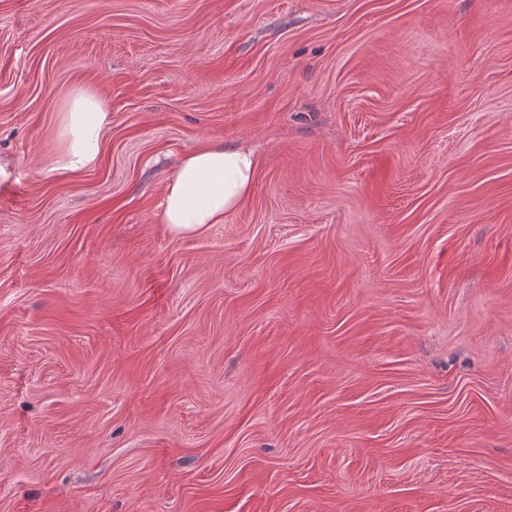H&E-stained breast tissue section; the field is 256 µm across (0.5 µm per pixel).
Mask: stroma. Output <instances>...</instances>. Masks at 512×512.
<instances>
[{
    "label": "stroma",
    "mask_w": 512,
    "mask_h": 512,
    "mask_svg": "<svg viewBox=\"0 0 512 512\" xmlns=\"http://www.w3.org/2000/svg\"><path fill=\"white\" fill-rule=\"evenodd\" d=\"M0 155V512H512V0H0ZM109 123L106 103L95 91L80 89L67 97L58 124L63 151L52 170L79 172L93 167ZM259 165L247 145L210 144L188 153L164 189L159 219L173 237L223 223L250 194Z\"/></svg>",
    "instance_id": "35a3bbf8"
}]
</instances>
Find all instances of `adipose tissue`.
<instances>
[{"label": "adipose tissue", "instance_id": "adipose-tissue-1", "mask_svg": "<svg viewBox=\"0 0 512 512\" xmlns=\"http://www.w3.org/2000/svg\"><path fill=\"white\" fill-rule=\"evenodd\" d=\"M109 123V110L95 91L81 89L67 97L59 112L63 151L56 169L79 172L93 167ZM258 165L257 154L247 145L216 143L188 153L164 189L160 221L176 238L223 223L250 194Z\"/></svg>", "mask_w": 512, "mask_h": 512}]
</instances>
